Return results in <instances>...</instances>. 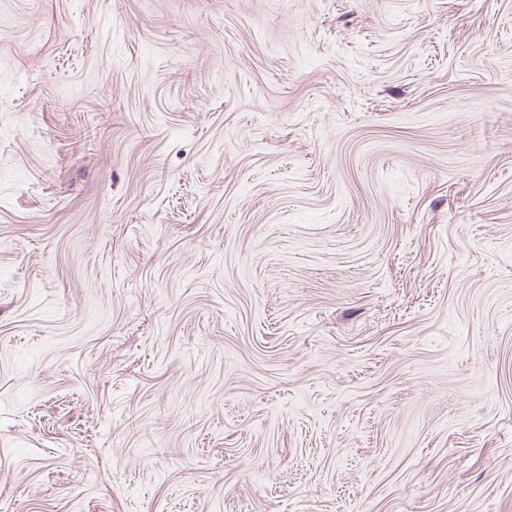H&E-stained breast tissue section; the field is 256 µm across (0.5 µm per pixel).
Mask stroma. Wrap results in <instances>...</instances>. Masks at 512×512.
<instances>
[{"mask_svg": "<svg viewBox=\"0 0 512 512\" xmlns=\"http://www.w3.org/2000/svg\"><path fill=\"white\" fill-rule=\"evenodd\" d=\"M0 512H512V0H0Z\"/></svg>", "mask_w": 512, "mask_h": 512, "instance_id": "1", "label": "stroma"}]
</instances>
